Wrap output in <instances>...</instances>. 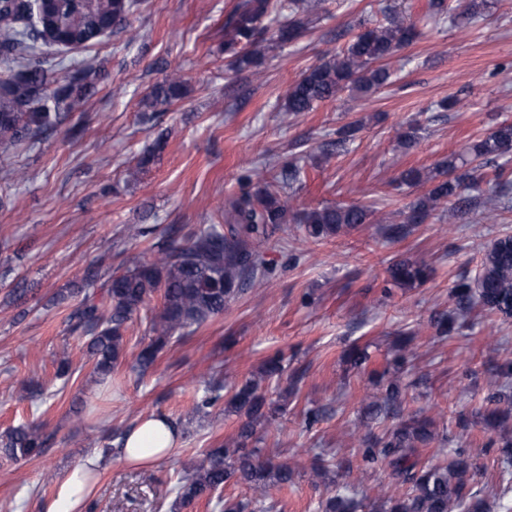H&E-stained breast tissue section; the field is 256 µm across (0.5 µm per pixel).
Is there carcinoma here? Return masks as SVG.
<instances>
[{"instance_id": "carcinoma-1", "label": "carcinoma", "mask_w": 512, "mask_h": 512, "mask_svg": "<svg viewBox=\"0 0 512 512\" xmlns=\"http://www.w3.org/2000/svg\"><path fill=\"white\" fill-rule=\"evenodd\" d=\"M317 7L316 0H279V9L288 20L269 31L263 20L274 8L273 0H241L224 22V52L234 64L248 67L257 63L264 47L299 37L303 23L297 19ZM40 13V4L28 0H0V155L42 133L53 131L80 111L85 95L93 88L92 66L67 70L60 79L51 77L53 58L38 53L42 47H56L58 37L84 45L101 34L102 26L112 24V32L127 30L133 12L132 0H60L57 28L41 21L30 22V13ZM419 36L416 25L399 12H387L386 20L357 33L340 52L310 67L288 90L285 108L292 114L313 110L320 102L336 97L347 88L367 93L390 79L382 62ZM185 94V85L176 71L154 84L145 98L150 108L167 106ZM358 123L336 131V139L326 147L338 148L354 140ZM422 127L410 123L399 135L404 148L420 138ZM512 152V122L499 123L486 137L471 146V155L484 166ZM481 176L480 168L468 161L450 157L439 162L431 175L410 168L401 173V183L427 186L407 213L404 223L424 224L441 205L448 206V219L469 210L468 191ZM273 184L247 182L240 193L219 210L221 221L208 224L187 243L176 239L158 247L155 258L114 274L103 263L89 266L83 286L56 296L61 304L78 298L69 314L72 330L86 339L87 357L93 373L108 377L126 356L127 323L154 295L161 310L149 325V341L138 351L135 364L146 373L168 345L174 333L200 325L224 313L226 302L243 286L261 276V248L272 234L288 222V205ZM373 211L362 204L323 205L296 214L304 233L315 240L334 236L370 222ZM511 241L505 236L494 242L484 259L482 272L471 282L459 280L452 289L455 309L433 320L435 336L446 338L457 330L458 320L475 304L494 315L505 313L512 302V250L502 249ZM397 286L421 282L425 273L409 260H399L388 269ZM415 352L405 350L393 361H386L380 377L381 391L369 404L374 418L398 415L404 400L402 369ZM356 367L367 364V348L352 346L345 354ZM288 367L285 357H268L257 374L224 394V382L210 384L195 400L191 411L202 412L224 403V410L245 420L234 441L209 451L207 458L177 485L171 505L174 512L233 484L263 490L269 485L285 489L294 483L295 466L288 459L260 462L254 448L247 447L259 425H270L275 413L288 405V394L268 400L262 383L272 381ZM433 442L443 443L434 423L411 418L382 434L366 432L360 437L362 471L386 467L391 482L383 490L373 512H485L484 502L470 486V464L462 455L448 461L427 457L422 449ZM47 439L36 427L18 426L0 436V450L11 458L41 454ZM362 503L353 496L338 493L320 504L321 512H360Z\"/></svg>"}]
</instances>
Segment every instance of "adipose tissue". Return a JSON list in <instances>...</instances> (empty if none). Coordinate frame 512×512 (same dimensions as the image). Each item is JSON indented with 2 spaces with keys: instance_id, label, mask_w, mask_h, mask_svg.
<instances>
[{
  "instance_id": "1",
  "label": "adipose tissue",
  "mask_w": 512,
  "mask_h": 512,
  "mask_svg": "<svg viewBox=\"0 0 512 512\" xmlns=\"http://www.w3.org/2000/svg\"><path fill=\"white\" fill-rule=\"evenodd\" d=\"M177 440L178 430L166 417L151 415L127 432L121 454L126 462L151 465L168 455ZM99 470V457L95 454L75 467L61 485L55 512H77L90 497L91 481Z\"/></svg>"
}]
</instances>
